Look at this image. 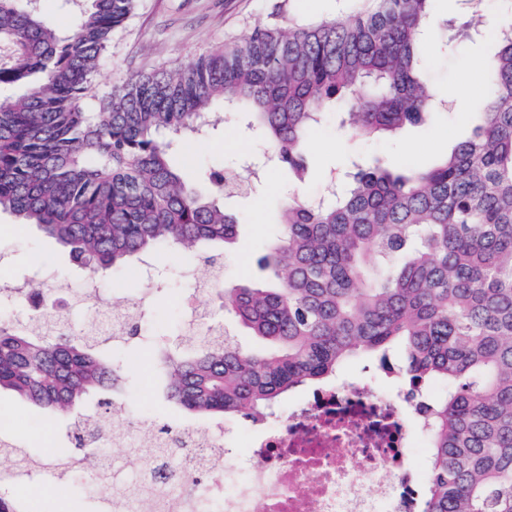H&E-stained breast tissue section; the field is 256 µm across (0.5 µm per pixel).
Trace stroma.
Returning a JSON list of instances; mask_svg holds the SVG:
<instances>
[{
    "label": "stroma",
    "mask_w": 512,
    "mask_h": 512,
    "mask_svg": "<svg viewBox=\"0 0 512 512\" xmlns=\"http://www.w3.org/2000/svg\"><path fill=\"white\" fill-rule=\"evenodd\" d=\"M368 0H139L134 15L114 37L106 61L95 83L106 94L130 75L160 68H175L191 58L221 50L226 39L239 36L246 28L262 25L272 14L283 21L308 23L340 13L354 14L366 9ZM489 51L487 42L451 37L424 50L430 76L442 87L466 89L472 99L487 92L486 74L480 63ZM215 124L207 138L173 146L176 168L192 164L194 170L238 171L247 177L246 192L223 198L226 210L239 218L235 244L224 251V278L227 283L252 285L259 273L256 258L264 243L276 232L279 212L290 197L313 199L327 185L345 174L351 160L367 161L380 156L399 164L425 168L432 166L457 143L466 139L476 121L473 108H459L457 101L427 115L409 127L395 141L365 140L352 136L340 125V114H329L309 140V172L296 183L287 173L270 163L264 138L246 127L244 114H225L215 105ZM232 139L236 148H225ZM13 216L0 214V253L8 254L9 265L0 266V278H20L32 268L49 269L54 275V295L64 298V310L76 322L86 314L71 302L82 280L68 254L51 243L35 227L16 234L9 227ZM157 261L168 280L162 292H145L128 271L114 272L101 282L103 298H130L143 301L149 311L144 333L152 340L175 339L186 328L183 301L189 291L184 275L187 260L181 255L159 254ZM118 423H188L187 415L169 404L158 375L131 367L127 384L115 414ZM7 425L6 439L39 451L49 438L65 445L66 422L59 416L26 404L9 392L0 393V425ZM33 512H99L111 508L102 500L98 487L85 476H77L23 491Z\"/></svg>",
    "instance_id": "stroma-1"
}]
</instances>
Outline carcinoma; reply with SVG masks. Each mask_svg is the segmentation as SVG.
<instances>
[{
  "instance_id": "1",
  "label": "carcinoma",
  "mask_w": 512,
  "mask_h": 512,
  "mask_svg": "<svg viewBox=\"0 0 512 512\" xmlns=\"http://www.w3.org/2000/svg\"><path fill=\"white\" fill-rule=\"evenodd\" d=\"M138 0H90L61 36L29 0H0V213L34 224L84 275L106 274L164 249L203 246L206 281L224 314L271 345L260 353L212 326L156 348L155 366L173 406L195 419L264 417L287 391L316 387L352 358L388 368L428 400L429 455L423 512H512V0L509 22L486 58L492 95L480 123L427 169L384 159L358 168L314 201L292 198L258 265L267 288L226 286L220 247L238 219L205 186L231 193L236 177L197 182L175 169L174 141L201 137L210 107L242 112L268 138L275 162L305 170L311 129L343 101L361 138H389L444 105L420 55L432 0H374L364 14L309 25L268 22L173 69L139 74L99 96L95 75ZM98 100L99 111L85 104ZM377 256L380 273L367 267ZM111 312L126 341L142 325ZM127 355L96 329L78 334L59 312L36 307L0 319V391L68 422L70 457L97 478L90 449L112 437L113 396ZM148 436L151 454L183 444L168 423L124 428ZM0 512H31L14 487L55 468L0 439Z\"/></svg>"
}]
</instances>
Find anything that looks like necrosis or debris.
Segmentation results:
<instances>
[{
    "mask_svg": "<svg viewBox=\"0 0 512 512\" xmlns=\"http://www.w3.org/2000/svg\"><path fill=\"white\" fill-rule=\"evenodd\" d=\"M400 404L360 382L308 392L277 428L247 439L251 467L219 465L186 486L183 474L223 445V424L205 423L193 452L139 468L141 484L162 483L158 505L132 499L119 512H422Z\"/></svg>",
    "mask_w": 512,
    "mask_h": 512,
    "instance_id": "1",
    "label": "necrosis or debris"
}]
</instances>
